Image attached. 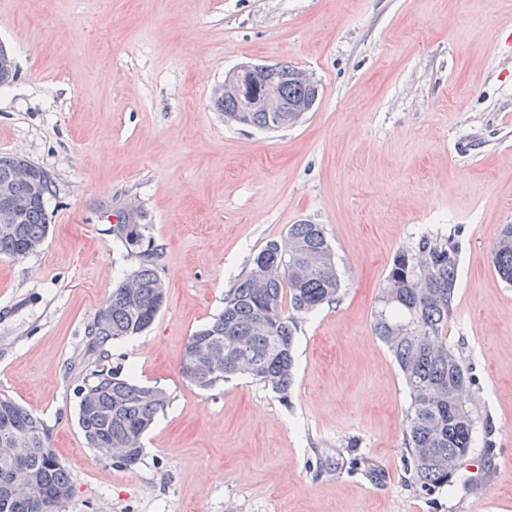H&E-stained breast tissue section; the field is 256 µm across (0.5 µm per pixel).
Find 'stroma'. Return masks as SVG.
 I'll use <instances>...</instances> for the list:
<instances>
[{"label": "stroma", "mask_w": 512, "mask_h": 512, "mask_svg": "<svg viewBox=\"0 0 512 512\" xmlns=\"http://www.w3.org/2000/svg\"><path fill=\"white\" fill-rule=\"evenodd\" d=\"M512 0H0L15 80L0 154L50 174L40 251L0 257V397L39 415L72 494L62 512H512V285L492 264L512 224ZM245 62L321 90L261 131L211 104ZM160 248L165 304L108 367L169 406L126 469L77 425L87 329L136 260L109 227L129 208ZM324 225L343 290L301 320L287 398L240 376L203 391L180 366L251 259L289 225ZM455 235L462 342L494 451L448 490L406 480L409 395L372 334L394 255Z\"/></svg>", "instance_id": "obj_1"}]
</instances>
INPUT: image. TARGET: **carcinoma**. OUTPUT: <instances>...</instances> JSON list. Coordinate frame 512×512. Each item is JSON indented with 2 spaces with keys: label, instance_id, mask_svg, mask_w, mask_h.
<instances>
[{
  "label": "carcinoma",
  "instance_id": "obj_1",
  "mask_svg": "<svg viewBox=\"0 0 512 512\" xmlns=\"http://www.w3.org/2000/svg\"><path fill=\"white\" fill-rule=\"evenodd\" d=\"M288 78L278 88L288 112H241L238 94H214L212 106L230 122L260 130L291 127L302 108L319 97L318 85L303 81L306 71L286 63ZM30 167L32 183L12 175L15 163ZM9 184L24 201L18 223L0 221V256L23 258L38 251L50 228L47 200L50 174L24 157L0 156V185ZM149 225L122 221L108 228L134 254L136 269L116 284L104 307L110 319L94 318L86 353L99 365L119 338L145 332L161 311L166 284L158 274V252L147 235ZM459 246L454 238L424 235L398 252L380 289L372 332L387 347L409 393L403 448L410 484L425 492L451 483L471 451L478 419L470 409L473 377L460 346L448 342L456 293ZM500 278L512 284V224H506L492 250ZM342 282L334 253L321 224H291L286 236L271 240L250 268L224 294V310L194 332L183 363L199 359L212 366L187 382L211 390L237 375H250L281 398L294 381V343L299 322L340 298ZM81 386L77 421L86 444L112 449V459L133 467L141 459V441L171 398L167 390L144 385L130 374L102 368ZM484 448H493V426L482 423ZM42 418L18 402L0 398V512H60L71 495V480L49 447Z\"/></svg>",
  "mask_w": 512,
  "mask_h": 512
}]
</instances>
